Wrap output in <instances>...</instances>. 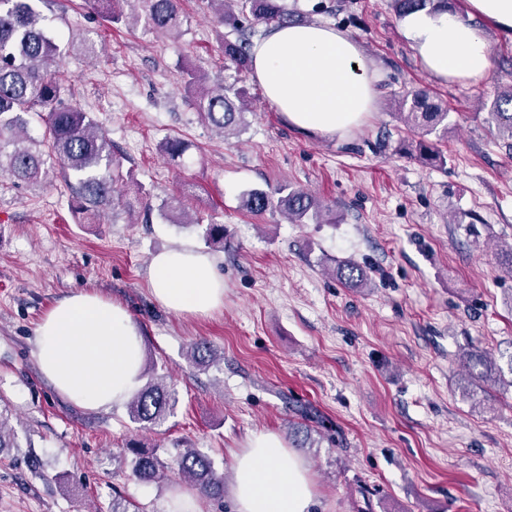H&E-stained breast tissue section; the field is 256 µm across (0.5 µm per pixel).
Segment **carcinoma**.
<instances>
[{"mask_svg": "<svg viewBox=\"0 0 512 512\" xmlns=\"http://www.w3.org/2000/svg\"><path fill=\"white\" fill-rule=\"evenodd\" d=\"M219 22L233 28L236 37L224 38V59L239 71L251 69V45L256 35L254 25H288L305 22L290 12L282 0H209ZM91 6L109 22L129 28L176 37L182 27L180 0H90ZM399 18L419 11L433 12L448 7V0H392ZM62 50L49 35V18L31 4V0H0V174L23 187H37L56 165L65 175L77 177L73 186L71 208L76 214L100 215L112 210L130 213L133 205L115 196L116 184L127 181L131 173H123L122 163L112 151V142L90 113L67 104L60 63ZM185 89L192 95L201 119L215 131L226 134L246 125L244 102L246 90L241 88L211 89L207 78L188 72ZM400 116L407 127L421 138L430 135L438 140L448 138V106L434 102L423 93L403 92L398 95ZM44 117L42 137H23L29 115ZM491 134L512 141V85L498 92L488 112ZM417 158L425 164L443 167L446 156L425 143H419ZM245 209L253 214L278 210L292 224L320 222L324 206L308 192L281 184L271 192L253 189L242 197ZM337 280L352 288L371 286V278L359 263L342 260L334 268ZM471 379L494 382L502 389L512 388L489 373L487 355L471 350L463 356ZM147 381L127 403L130 420L143 428L163 423L172 409L173 391L143 368ZM138 482L152 484L176 478L192 484L211 499L224 497V475L217 472L209 457L195 449H186L172 461L161 460L154 452H138L131 469Z\"/></svg>", "mask_w": 512, "mask_h": 512, "instance_id": "cac0c4a2", "label": "carcinoma"}]
</instances>
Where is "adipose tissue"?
I'll return each mask as SVG.
<instances>
[{
    "instance_id": "ef3b65f1",
    "label": "adipose tissue",
    "mask_w": 512,
    "mask_h": 512,
    "mask_svg": "<svg viewBox=\"0 0 512 512\" xmlns=\"http://www.w3.org/2000/svg\"><path fill=\"white\" fill-rule=\"evenodd\" d=\"M512 34V0H467L465 13L415 12L402 21L426 71L443 82L476 83L490 67L479 22ZM251 75L284 120L300 131L343 137L362 126L377 96L359 43L342 30L310 22L269 26L252 47ZM155 302L177 315L207 316L224 306L214 258L182 246L155 254L147 269ZM32 355L61 396L94 409L123 404L142 369L143 338L121 304L85 291L59 302L36 330ZM228 493L235 512H316L304 458L271 433L235 452Z\"/></svg>"
}]
</instances>
